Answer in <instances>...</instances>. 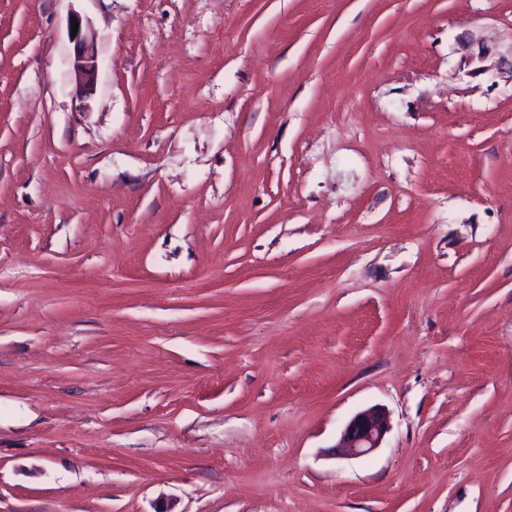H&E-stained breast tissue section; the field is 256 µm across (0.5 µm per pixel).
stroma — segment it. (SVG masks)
Wrapping results in <instances>:
<instances>
[{
  "label": "stroma",
  "instance_id": "1",
  "mask_svg": "<svg viewBox=\"0 0 512 512\" xmlns=\"http://www.w3.org/2000/svg\"><path fill=\"white\" fill-rule=\"evenodd\" d=\"M166 502L512 512V0H0V512ZM72 18L79 23L75 37H72ZM68 38L72 45L71 63L75 76L84 91L93 92L98 74L97 41L94 33L78 14L72 15L68 21ZM387 431L386 412L377 406L367 408L350 419L332 452L339 458L367 456L380 448Z\"/></svg>",
  "mask_w": 512,
  "mask_h": 512
}]
</instances>
